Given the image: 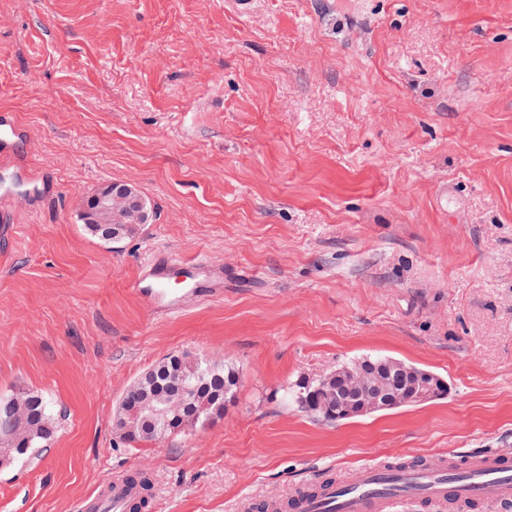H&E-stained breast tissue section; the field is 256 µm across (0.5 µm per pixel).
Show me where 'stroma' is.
I'll return each instance as SVG.
<instances>
[{
	"instance_id": "35a3bbf8",
	"label": "stroma",
	"mask_w": 512,
	"mask_h": 512,
	"mask_svg": "<svg viewBox=\"0 0 512 512\" xmlns=\"http://www.w3.org/2000/svg\"><path fill=\"white\" fill-rule=\"evenodd\" d=\"M2 108L57 190L0 232V395L62 420L0 512H78L133 469L151 512H238L312 471L512 453V0H0ZM111 182L152 207L114 245L79 220ZM156 254L223 267V296L155 312L131 284ZM181 352L234 366L223 417L127 446L125 391ZM366 354L448 392L285 404ZM326 387L327 384L322 381L321 375L314 378L304 377L300 382L289 389L288 399L298 408L310 412L317 418L325 420L322 413L306 401L309 399L322 401V408L324 410L336 412L335 407L330 405V401H327V398L323 394V389Z\"/></svg>"
}]
</instances>
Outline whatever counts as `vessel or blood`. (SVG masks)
<instances>
[{
    "label": "vessel or blood",
    "instance_id": "obj_1",
    "mask_svg": "<svg viewBox=\"0 0 512 512\" xmlns=\"http://www.w3.org/2000/svg\"><path fill=\"white\" fill-rule=\"evenodd\" d=\"M27 138L14 113L0 112V223L12 224L16 214L10 206L18 195L40 202L56 190L53 182L35 179L21 164L18 151ZM191 286L196 293H221L224 271L196 258L175 261L156 255L144 264L135 281L137 294L154 310L175 313L182 304L172 294L173 280ZM473 502L481 512H505L512 505V454L478 452L463 469L421 466L410 470L387 469L379 461L362 464L350 486L330 484L312 498L296 499L292 512H392L395 505L412 503L429 512H446L448 506Z\"/></svg>",
    "mask_w": 512,
    "mask_h": 512
}]
</instances>
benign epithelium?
I'll use <instances>...</instances> for the list:
<instances>
[{
	"mask_svg": "<svg viewBox=\"0 0 512 512\" xmlns=\"http://www.w3.org/2000/svg\"><path fill=\"white\" fill-rule=\"evenodd\" d=\"M83 214L87 224L114 225V242L121 240L116 225L126 220L133 224H147L151 220V208L146 197L127 182H113L94 194L84 206ZM432 397V391L424 389L423 383L409 381L407 373L398 363L382 369L367 362L336 386V402L342 405L341 414L345 416L370 413L408 399L423 402ZM168 404L177 412L193 411L190 388L184 385L177 389ZM156 424L154 411L147 414L138 411L125 412L118 420L122 433L128 436Z\"/></svg>",
	"mask_w": 512,
	"mask_h": 512,
	"instance_id": "benign-epithelium-1",
	"label": "benign epithelium"
}]
</instances>
